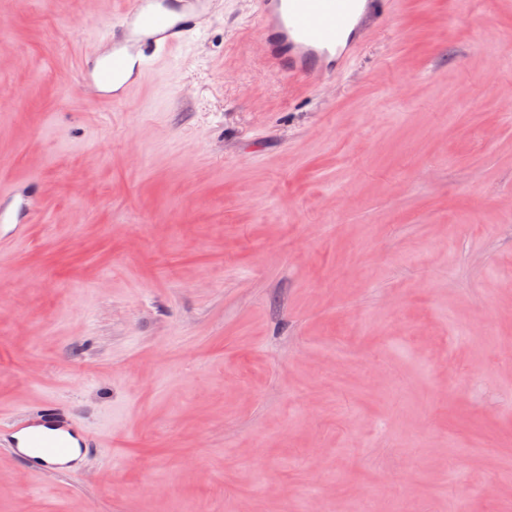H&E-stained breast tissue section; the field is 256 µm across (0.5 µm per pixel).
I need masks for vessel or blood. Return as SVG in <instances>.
Listing matches in <instances>:
<instances>
[{"instance_id": "obj_1", "label": "vessel or blood", "mask_w": 512, "mask_h": 512, "mask_svg": "<svg viewBox=\"0 0 512 512\" xmlns=\"http://www.w3.org/2000/svg\"><path fill=\"white\" fill-rule=\"evenodd\" d=\"M205 0H130L108 27L112 49L98 67L82 72L84 92L101 105L131 103L135 89L171 50L195 34ZM368 0H255L263 35L265 60L273 70L297 80L335 75L338 64L353 56L370 32L363 18ZM26 448L42 458L46 470L64 473L63 459L71 446H95L88 434L68 423L65 410L42 406L25 421Z\"/></svg>"}]
</instances>
